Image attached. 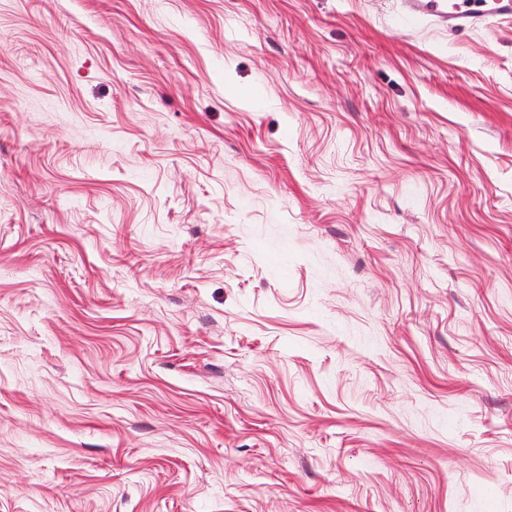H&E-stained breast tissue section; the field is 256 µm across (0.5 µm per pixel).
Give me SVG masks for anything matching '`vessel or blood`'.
<instances>
[{"instance_id":"obj_1","label":"vessel or blood","mask_w":512,"mask_h":512,"mask_svg":"<svg viewBox=\"0 0 512 512\" xmlns=\"http://www.w3.org/2000/svg\"><path fill=\"white\" fill-rule=\"evenodd\" d=\"M510 15L512 0H412V18H430L452 29L475 28L487 19Z\"/></svg>"}]
</instances>
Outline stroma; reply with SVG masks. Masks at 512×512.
<instances>
[{
  "mask_svg": "<svg viewBox=\"0 0 512 512\" xmlns=\"http://www.w3.org/2000/svg\"><path fill=\"white\" fill-rule=\"evenodd\" d=\"M0 0V512H512V18Z\"/></svg>",
  "mask_w": 512,
  "mask_h": 512,
  "instance_id": "stroma-1",
  "label": "stroma"
}]
</instances>
